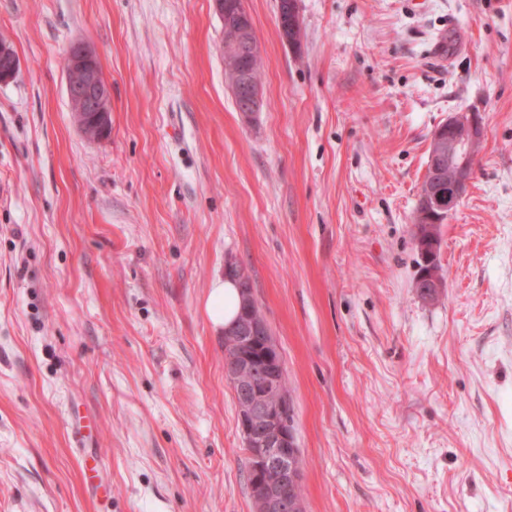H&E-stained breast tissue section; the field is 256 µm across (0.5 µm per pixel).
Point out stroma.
I'll return each mask as SVG.
<instances>
[{"label": "stroma", "mask_w": 512, "mask_h": 512, "mask_svg": "<svg viewBox=\"0 0 512 512\" xmlns=\"http://www.w3.org/2000/svg\"><path fill=\"white\" fill-rule=\"evenodd\" d=\"M244 0V122L213 0H0V512H253L207 302L248 272L305 512H512V0ZM112 86L78 129L68 48ZM486 127L413 288L434 131ZM213 3L224 23V41L222 43L224 67L234 72L225 70V73L230 80L231 88L237 77L238 96L235 101L237 109L244 120L250 122L263 106L261 87L251 77L252 71L254 76L259 79L260 70L259 58L254 57L259 50L253 23L249 14L241 8L237 0H213ZM234 13L236 17L232 21L230 17ZM250 59L252 60L249 69L247 61ZM277 23L282 39L290 46H296L302 33V19L297 0H281ZM65 89L82 134L90 140L106 137L111 132L112 88L96 54L83 43L69 48Z\"/></svg>", "instance_id": "obj_1"}]
</instances>
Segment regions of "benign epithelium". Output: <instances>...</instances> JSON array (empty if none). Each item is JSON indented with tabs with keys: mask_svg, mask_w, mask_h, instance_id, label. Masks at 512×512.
I'll return each mask as SVG.
<instances>
[{
	"mask_svg": "<svg viewBox=\"0 0 512 512\" xmlns=\"http://www.w3.org/2000/svg\"><path fill=\"white\" fill-rule=\"evenodd\" d=\"M213 3L224 23V67L238 79L237 109L250 122L263 106L261 87L247 66V61L259 53L253 23L238 0ZM277 23L282 39L291 46L297 45L302 33L298 0H280ZM18 66L13 48L0 42V82L13 79ZM65 89L82 134L89 140L106 137L111 132L112 88L96 54L82 43L70 46L66 56ZM485 138V126L474 112L451 115L431 137L419 197L431 199L435 211H417L414 216L415 223L427 225L417 243L428 270L419 273L415 282L425 301H436L442 294L437 259L439 225L456 210L465 195L473 177L475 157ZM224 275L241 283L240 316L224 328L223 341L229 349L224 366L235 387L240 433L245 447L251 449L254 512H304L302 500L288 496V487L301 482L302 467L290 421V396L283 390L279 374L280 348L270 336L265 316L257 312L246 271L229 263L224 267Z\"/></svg>",
	"mask_w": 512,
	"mask_h": 512,
	"instance_id": "benign-epithelium-1",
	"label": "benign epithelium"
}]
</instances>
